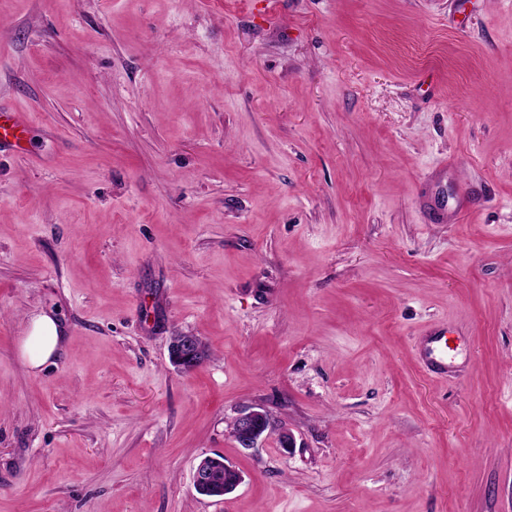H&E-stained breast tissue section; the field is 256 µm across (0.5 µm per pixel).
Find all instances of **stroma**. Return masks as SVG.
Returning <instances> with one entry per match:
<instances>
[{
	"label": "stroma",
	"instance_id": "1",
	"mask_svg": "<svg viewBox=\"0 0 512 512\" xmlns=\"http://www.w3.org/2000/svg\"><path fill=\"white\" fill-rule=\"evenodd\" d=\"M0 102V512H512V0H0ZM33 129L35 126L28 112L0 106V153L17 152ZM59 320L47 313L34 316L30 321L27 336L20 345L21 357L32 371H40L51 359L55 358L64 344ZM425 336H429L428 342L424 346L425 364L433 372H444L448 367V350L445 339V330L429 329ZM169 359L177 370L190 371L198 368L205 361L204 348L197 336L183 332L177 340H171ZM234 418L236 431L233 438L245 450L256 448L264 437L275 430L270 415L259 405L239 409ZM215 460L212 461L213 469L216 473V481L212 489L203 490L201 492L195 490L198 494L206 497L212 498H222L224 497V484H231L237 479V472L231 468V470H226L224 467V456L215 455Z\"/></svg>",
	"mask_w": 512,
	"mask_h": 512
}]
</instances>
